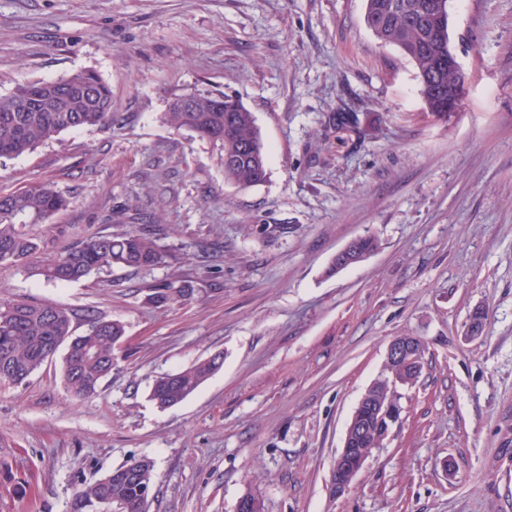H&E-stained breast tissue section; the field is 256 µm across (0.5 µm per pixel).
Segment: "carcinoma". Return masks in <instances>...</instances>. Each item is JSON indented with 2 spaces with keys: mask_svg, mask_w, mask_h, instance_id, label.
Wrapping results in <instances>:
<instances>
[{
  "mask_svg": "<svg viewBox=\"0 0 512 512\" xmlns=\"http://www.w3.org/2000/svg\"><path fill=\"white\" fill-rule=\"evenodd\" d=\"M364 23L382 43L397 47L417 70L426 109L446 118L449 97L466 83L450 44L448 0H365ZM33 101L21 105L19 93ZM195 111L182 112L180 97L169 103L168 122L213 143L224 159V180L251 187L267 176V156L253 113L239 100L221 92L188 94ZM224 109L215 110L218 102ZM112 91L95 71L83 70L55 80L16 86L0 94V159L22 156L65 131L112 124ZM68 205L64 195L44 182L0 193V272L25 267L38 254H47L31 273L53 283L78 282L112 267L145 269L163 262L164 254L147 224H129L116 234H92L82 243L53 254L48 243L30 227L45 224ZM150 301L158 306L190 301L195 289L188 281L151 286ZM86 330L76 334L77 323ZM125 336V325L95 309L73 310L47 303L0 297V387L19 386L65 347L63 380L78 399L94 395L112 372L115 346ZM221 366L214 355L198 360L155 380L150 398L159 407L176 406L192 395ZM357 428L347 452L358 455L377 448L376 419L368 405L354 410ZM122 472L114 477L112 472ZM92 483L77 488L70 512H99L122 507L123 512H149L154 485V464L147 457L133 458Z\"/></svg>",
  "mask_w": 512,
  "mask_h": 512,
  "instance_id": "obj_1",
  "label": "carcinoma"
}]
</instances>
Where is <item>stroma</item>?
Here are the masks:
<instances>
[{
  "instance_id": "35a3bbf8",
  "label": "stroma",
  "mask_w": 512,
  "mask_h": 512,
  "mask_svg": "<svg viewBox=\"0 0 512 512\" xmlns=\"http://www.w3.org/2000/svg\"><path fill=\"white\" fill-rule=\"evenodd\" d=\"M448 6L468 80L440 119L364 0H0V94L91 69L115 114L0 162V192L40 179L67 197L34 228L51 249L120 232L133 207L165 254L65 285L0 273V297L126 329L92 397L67 391L58 355L0 388V512H69L134 457L155 465L150 512H236L248 491L265 512H512V0ZM194 90L253 112L264 183L226 182L217 148L166 122ZM368 235L377 249L331 272ZM182 280L190 302L149 301ZM405 335L425 350L395 389L401 419L331 495L353 411ZM216 354L186 401H150L156 378Z\"/></svg>"
}]
</instances>
